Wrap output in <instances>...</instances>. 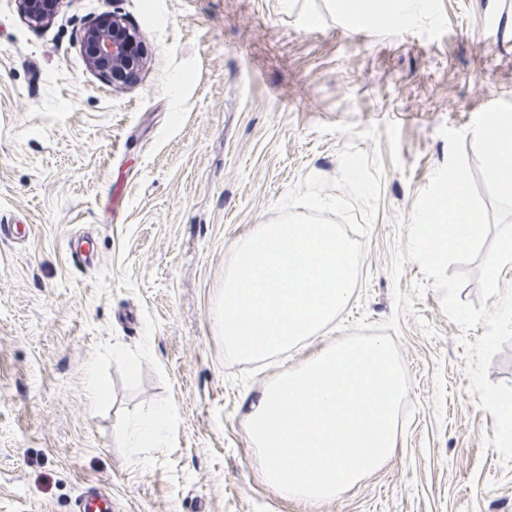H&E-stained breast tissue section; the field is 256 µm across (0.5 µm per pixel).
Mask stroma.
I'll use <instances>...</instances> for the list:
<instances>
[{
    "label": "stroma",
    "mask_w": 512,
    "mask_h": 512,
    "mask_svg": "<svg viewBox=\"0 0 512 512\" xmlns=\"http://www.w3.org/2000/svg\"><path fill=\"white\" fill-rule=\"evenodd\" d=\"M114 12L144 48L138 82L91 73L79 42ZM512 102V0H425L401 23L358 25L326 0H63L47 27L0 0V512H70L89 484L112 512H512V470L486 446L460 328L432 279L389 272L396 215L447 159L442 127ZM377 126L385 177L344 310L289 352L224 363L215 306L225 260L308 176L336 177L343 134ZM397 346L418 411L394 454L307 504L268 485L250 405L354 320L381 323L394 289ZM105 396L88 402L89 380ZM161 448L116 439L155 406Z\"/></svg>",
    "instance_id": "1"
}]
</instances>
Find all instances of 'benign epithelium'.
Returning a JSON list of instances; mask_svg holds the SVG:
<instances>
[{"instance_id":"obj_1","label":"benign epithelium","mask_w":512,"mask_h":512,"mask_svg":"<svg viewBox=\"0 0 512 512\" xmlns=\"http://www.w3.org/2000/svg\"><path fill=\"white\" fill-rule=\"evenodd\" d=\"M62 0H16L21 15L32 25L53 20ZM88 69L112 84L135 83L142 68L141 41L115 13H103L88 23L80 35Z\"/></svg>"}]
</instances>
